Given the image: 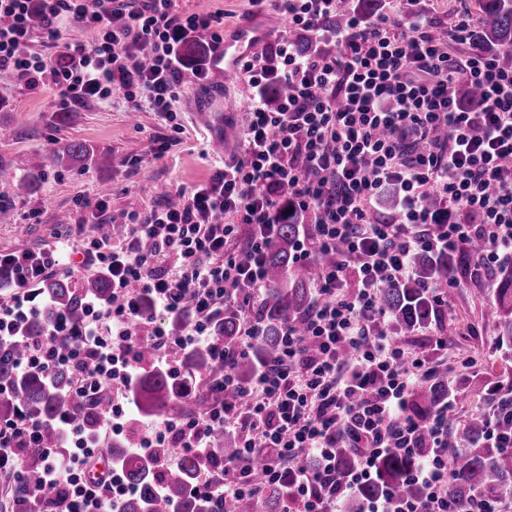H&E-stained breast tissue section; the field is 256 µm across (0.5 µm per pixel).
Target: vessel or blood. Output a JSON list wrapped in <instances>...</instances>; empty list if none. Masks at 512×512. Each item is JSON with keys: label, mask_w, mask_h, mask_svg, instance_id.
<instances>
[{"label": "vessel or blood", "mask_w": 512, "mask_h": 512, "mask_svg": "<svg viewBox=\"0 0 512 512\" xmlns=\"http://www.w3.org/2000/svg\"><path fill=\"white\" fill-rule=\"evenodd\" d=\"M271 34L270 26L253 21L243 23L233 35L225 39L223 47L211 53L208 58L207 76L216 88L208 95L191 98L189 106L218 147H226L238 123L237 112L224 109V91L220 89L219 83L234 73L241 59L255 50L259 43L270 39Z\"/></svg>", "instance_id": "obj_1"}]
</instances>
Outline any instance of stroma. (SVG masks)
<instances>
[{
    "instance_id": "1",
    "label": "stroma",
    "mask_w": 512,
    "mask_h": 512,
    "mask_svg": "<svg viewBox=\"0 0 512 512\" xmlns=\"http://www.w3.org/2000/svg\"><path fill=\"white\" fill-rule=\"evenodd\" d=\"M178 6L223 12L228 35L255 15L273 24L275 40L295 42L301 36L275 0H265L259 11L250 0H178ZM195 92L190 85L182 90L172 124L146 106L131 111L118 97L63 110L50 79L30 87L0 73V195L9 200L0 208V251L37 250L60 241L84 244L100 224L80 200L104 201L103 222L123 224L131 214L164 204L221 169L223 154L188 108ZM74 141L88 147L89 157L50 166L53 150ZM492 299L489 285L463 279L438 321L448 347L431 351L430 357L449 372L448 386L458 402L455 428L492 398L512 391V347L499 344L495 325L484 317ZM468 356L481 360V367H461Z\"/></svg>"
}]
</instances>
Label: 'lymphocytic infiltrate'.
Segmentation results:
<instances>
[{
    "label": "lymphocytic infiltrate",
    "instance_id": "lymphocytic-infiltrate-1",
    "mask_svg": "<svg viewBox=\"0 0 512 512\" xmlns=\"http://www.w3.org/2000/svg\"><path fill=\"white\" fill-rule=\"evenodd\" d=\"M428 2L400 0L398 10L370 22L350 14L339 32L328 21L340 0H280L290 24L311 32L321 49L277 42L288 93L273 109L263 98L271 68L258 56L244 61L239 78L251 111L240 152L177 203L132 214L122 244L94 238L76 252L109 280L113 297L108 305L87 302L82 322L60 312L43 335H24L41 310L39 286L75 252L62 245L0 252V287L13 291L11 302L0 303V340L22 344V369H67L72 393L91 404L102 391H129L141 344L164 358L175 378L174 355L205 344L226 367L208 387L207 410L162 420L140 440L144 448L189 450L226 428L238 430V463L225 466L223 480L199 485L200 493L228 503L249 497L259 483H280L294 462L295 512H335L337 499L371 480L393 450L417 459L407 478L420 494L382 495L368 512H452L446 446L456 401L425 418L414 413L412 394L433 368L426 352L387 331L380 294L414 280L422 253L479 245L470 265L479 278L512 265V69L471 43L476 19L469 14L453 27L465 53L444 49ZM74 26L91 30L93 42L63 41ZM38 31L42 48L34 51ZM196 38L223 44L222 16L178 10L176 0H0V71L30 86L49 77L64 108L118 94L132 108L145 104L174 121L185 75L198 82L206 72L205 60L189 68L181 55ZM462 82L478 88V109L458 99ZM390 188L398 204L384 212L378 201ZM291 211L310 224L294 244L296 260L325 255L329 262L300 326L284 330L277 353L242 385L211 329L231 305L242 318L239 351L260 336L254 306L266 284L265 241ZM240 246L248 262L238 259ZM186 312L190 320L173 332L170 318ZM231 388L240 390L239 402H225ZM124 413L119 399L112 402L93 435L68 412L49 424L23 415L0 419V472L21 478L22 449L38 448L46 485L62 489L59 498L15 503L10 512H114L128 486L89 472L97 450L120 432ZM48 426L61 436L67 459L43 447ZM424 433L431 444L422 455ZM340 448L357 452L344 473L336 467Z\"/></svg>",
    "mask_w": 512,
    "mask_h": 512
}]
</instances>
